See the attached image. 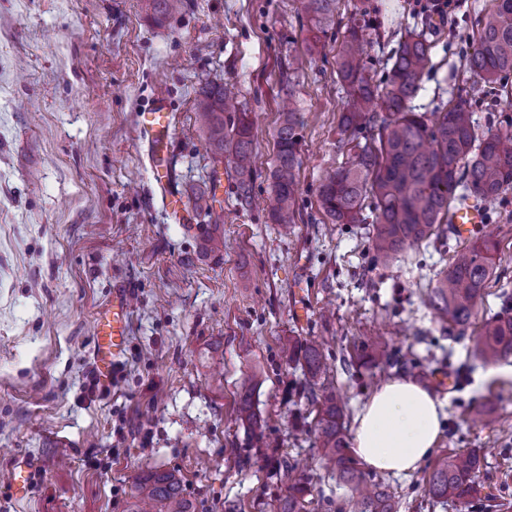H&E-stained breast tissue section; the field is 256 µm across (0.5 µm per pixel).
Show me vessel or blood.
Instances as JSON below:
<instances>
[{"mask_svg": "<svg viewBox=\"0 0 512 512\" xmlns=\"http://www.w3.org/2000/svg\"><path fill=\"white\" fill-rule=\"evenodd\" d=\"M142 126L154 145L153 159L162 158L161 144L170 133V108L165 97L159 96L154 99L150 108L143 114ZM482 221V211L474 207L459 209L452 217V222L461 235L469 233ZM128 314L127 293L125 289L117 288L112 292L111 302L102 309L96 320L95 359L100 384L105 389L111 387L113 371L125 352Z\"/></svg>", "mask_w": 512, "mask_h": 512, "instance_id": "b4317fda", "label": "vessel or blood"}]
</instances>
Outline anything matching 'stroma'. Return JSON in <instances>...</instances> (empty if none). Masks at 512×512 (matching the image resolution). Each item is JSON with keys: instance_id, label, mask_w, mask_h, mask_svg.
<instances>
[{"instance_id": "35a3bbf8", "label": "stroma", "mask_w": 512, "mask_h": 512, "mask_svg": "<svg viewBox=\"0 0 512 512\" xmlns=\"http://www.w3.org/2000/svg\"><path fill=\"white\" fill-rule=\"evenodd\" d=\"M493 0H456L429 28L434 70L418 111L466 100L482 127L505 104L470 95L472 50ZM369 22L366 67L383 82L397 41L423 15L415 0H338L336 20ZM294 0H185L154 20L142 0H0V512H131L150 468L177 471L196 512H265L289 475L311 481L309 512H338L348 485L314 443L315 416L298 426L305 376L294 342L326 337L327 377L347 427L398 378L392 354L436 373L467 364L461 384L432 388L444 405L438 442L413 472L363 469L398 512H512V373L469 357L470 334L512 291V189L488 205L476 233L498 243L497 274L467 337L452 340L426 304L456 246L433 244L384 267L368 249L371 224H327L321 180L351 160L338 147L343 89L339 37L323 36L297 87L303 123L291 231L269 218V174L280 122L281 60L304 49ZM234 88L254 121V205L235 204L229 161L214 162L195 121L206 81ZM171 110V186L191 203L219 179L223 246L202 257L195 232L166 207L150 170L141 120L155 95ZM129 294L124 356L101 390L94 325L114 288ZM269 447L237 417L243 380ZM490 410L479 419L478 409ZM478 451L479 495L468 508L433 498L426 480L455 452ZM33 467L15 499L17 461Z\"/></svg>"}]
</instances>
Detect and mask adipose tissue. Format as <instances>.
Wrapping results in <instances>:
<instances>
[{"label":"adipose tissue","mask_w":512,"mask_h":512,"mask_svg":"<svg viewBox=\"0 0 512 512\" xmlns=\"http://www.w3.org/2000/svg\"><path fill=\"white\" fill-rule=\"evenodd\" d=\"M440 401L411 380L384 384L359 413L353 447L372 470L395 475L414 471L434 449L440 433Z\"/></svg>","instance_id":"ef3b65f1"}]
</instances>
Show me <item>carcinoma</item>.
Segmentation results:
<instances>
[{"label": "carcinoma", "mask_w": 512, "mask_h": 512, "mask_svg": "<svg viewBox=\"0 0 512 512\" xmlns=\"http://www.w3.org/2000/svg\"><path fill=\"white\" fill-rule=\"evenodd\" d=\"M297 13L308 23L312 42L336 25L337 0H296ZM182 0H148L157 19L178 11ZM364 18L347 26L341 42L338 78L345 99L341 134L363 135L350 163L325 176L319 203L332 224H364L365 209H371L373 231L369 249L374 260L389 265L407 249L438 241L447 244L451 213L473 197L484 202L499 199L512 189V117L495 128L479 131L474 112L456 104L438 112L432 123L413 111L411 103L423 89L431 72V44L424 30L412 29L392 52L393 64L384 85L377 84L363 63ZM304 57L288 52L282 90L288 96V111L281 113L277 128V153L271 172L273 200L270 218L288 228L296 219L297 175L301 166V124L295 112L297 78ZM464 67L481 76L489 90L511 94L512 0H494L478 46L466 55ZM196 122L205 136L213 159L227 157L234 165L236 205L247 209L253 201V126L248 112L221 82L208 81L195 98ZM213 221L200 238L204 255L219 250L217 226L223 213L205 208ZM497 243L488 236H475L455 252L428 294V305L448 321V337L463 336L471 325L484 290L496 268ZM503 313L471 337L469 355L485 362L512 357V295L502 292ZM308 398L321 402L314 427L316 441L326 464L350 489V512H397L382 483H369L360 475L346 442L344 407L336 390L322 382L323 353L320 344L302 347ZM255 376L244 379L245 392L237 407L240 419L258 426L250 389ZM321 393H316V390ZM482 459L474 452L455 453L439 464L429 479V492L437 499L469 503L477 492L475 477ZM133 512H195L184 494L183 481L171 471L149 470L135 485ZM308 480L298 478L288 494L267 503L268 512H304Z\"/></svg>", "instance_id": "1"}]
</instances>
